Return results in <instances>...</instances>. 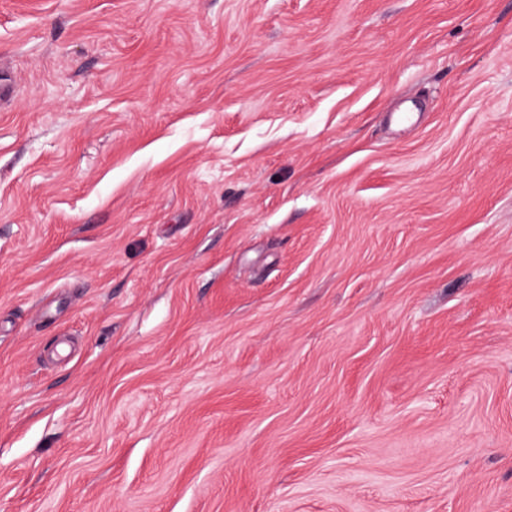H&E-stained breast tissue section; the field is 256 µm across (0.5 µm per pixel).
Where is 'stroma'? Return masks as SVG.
I'll use <instances>...</instances> for the list:
<instances>
[{
  "instance_id": "stroma-1",
  "label": "stroma",
  "mask_w": 512,
  "mask_h": 512,
  "mask_svg": "<svg viewBox=\"0 0 512 512\" xmlns=\"http://www.w3.org/2000/svg\"><path fill=\"white\" fill-rule=\"evenodd\" d=\"M0 77V512H512V0H0Z\"/></svg>"
}]
</instances>
